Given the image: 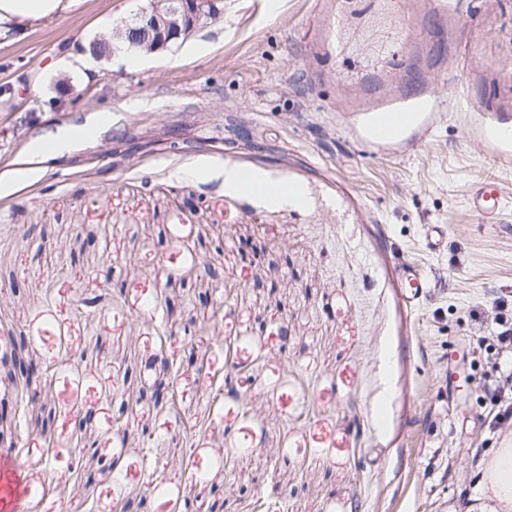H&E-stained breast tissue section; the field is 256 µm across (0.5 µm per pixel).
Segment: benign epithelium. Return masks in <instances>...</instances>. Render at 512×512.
Segmentation results:
<instances>
[{"label":"benign epithelium","instance_id":"benign-epithelium-1","mask_svg":"<svg viewBox=\"0 0 512 512\" xmlns=\"http://www.w3.org/2000/svg\"><path fill=\"white\" fill-rule=\"evenodd\" d=\"M222 0H139L133 13L112 28V37L99 38L100 48L91 51L97 60L107 59L118 52L114 42L123 41L127 49L153 54L186 40L207 21L221 13ZM154 390L160 396L169 393V381L164 379L169 368L153 361Z\"/></svg>","mask_w":512,"mask_h":512}]
</instances>
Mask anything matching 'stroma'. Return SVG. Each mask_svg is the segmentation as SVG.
I'll return each mask as SVG.
<instances>
[{
	"label": "stroma",
	"mask_w": 512,
	"mask_h": 512,
	"mask_svg": "<svg viewBox=\"0 0 512 512\" xmlns=\"http://www.w3.org/2000/svg\"><path fill=\"white\" fill-rule=\"evenodd\" d=\"M134 3L67 0L0 41V347L29 337L45 371L10 451L24 512L466 505L512 438L485 392L512 358V162L486 138L512 128V0H224L139 63L59 65ZM412 104L428 124L393 148L357 137ZM65 127L68 154L31 158ZM227 166L308 204L233 194ZM160 349L172 404L138 378ZM492 198L495 200V203L490 205L489 201ZM503 201V194L498 189L488 188L486 184L478 187L473 194V203L476 211L486 218H492ZM495 311V319L497 324L502 327V330L498 333L497 339L502 344H508L512 346V299L506 297H498L493 304ZM510 312V322L509 313Z\"/></svg>",
	"instance_id": "stroma-1"
}]
</instances>
